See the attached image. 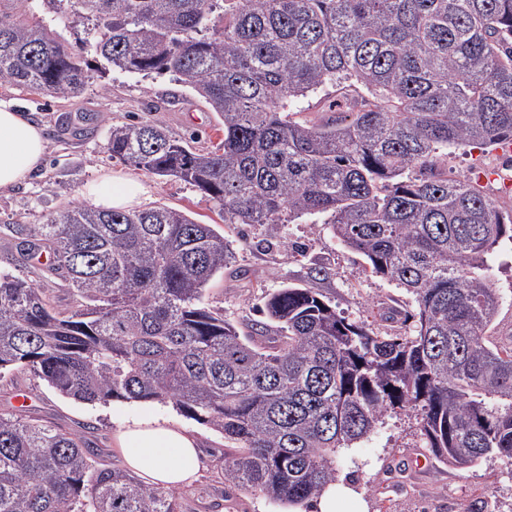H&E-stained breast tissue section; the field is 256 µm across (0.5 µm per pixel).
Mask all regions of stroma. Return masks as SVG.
<instances>
[{
	"label": "stroma",
	"mask_w": 512,
	"mask_h": 512,
	"mask_svg": "<svg viewBox=\"0 0 512 512\" xmlns=\"http://www.w3.org/2000/svg\"><path fill=\"white\" fill-rule=\"evenodd\" d=\"M83 92L59 100L19 87H0V98L15 101L42 129L48 142L43 167L29 180L0 194V270L23 276L15 224H44L78 204L81 191L111 173L139 174L134 165L113 158L107 143L113 126L161 121L170 137L202 149L223 137L215 113L195 93L166 77L145 78L108 67L90 57ZM449 177L477 181L505 213H512V157L495 147L470 146L448 157ZM149 188L147 206L165 205L212 225L230 241L236 260L216 275L205 291L206 304L226 319H255L266 296L284 286L321 294L349 322L385 336L411 332L409 315L417 303L388 278L372 274L365 258L344 246L329 225L304 217L285 224H224L221 207L196 187L174 177L141 174ZM491 283L501 305L497 336L512 335V252L494 263ZM401 318L384 320L387 309ZM25 395L27 415L62 426L97 448L106 464L121 467L112 435L121 425L154 417L174 418L172 406L150 402L87 405L59 394L33 374L14 370L0 376V412L14 410ZM183 426L201 443L203 468L180 495L189 512H303L302 507L270 502L224 480L223 436L190 419ZM338 474L352 482L367 512H512V465L488 458L467 470L449 467L425 448L416 418L392 410L368 437L342 449Z\"/></svg>",
	"instance_id": "1"
}]
</instances>
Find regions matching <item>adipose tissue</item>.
<instances>
[{
	"mask_svg": "<svg viewBox=\"0 0 512 512\" xmlns=\"http://www.w3.org/2000/svg\"><path fill=\"white\" fill-rule=\"evenodd\" d=\"M44 152L40 128L12 101L0 100V192L25 181L40 167ZM147 193L139 178L117 174L89 185L81 197L95 209L127 210L141 205ZM112 444L124 465L153 487H185L200 469L196 436L165 419L124 424L114 432Z\"/></svg>",
	"mask_w": 512,
	"mask_h": 512,
	"instance_id": "ef3b65f1",
	"label": "adipose tissue"
}]
</instances>
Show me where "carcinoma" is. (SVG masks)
<instances>
[{
  "label": "carcinoma",
  "instance_id": "1",
  "mask_svg": "<svg viewBox=\"0 0 512 512\" xmlns=\"http://www.w3.org/2000/svg\"><path fill=\"white\" fill-rule=\"evenodd\" d=\"M91 22L84 50L112 69L168 75L222 121L211 149L158 122L112 128V157L188 182L226 224L324 216L374 274L415 296L412 336H377L309 288L266 297L248 330L205 306L235 259L181 211L73 206L13 232L54 256L79 300L57 310L0 272V374L28 370L85 404L154 402L230 444L224 481L306 506L336 481L339 449L389 409L411 412L435 458L512 464V340L491 339L489 271L512 214L448 151L512 139V0H48ZM0 12V85L83 90L85 60L31 17ZM322 93L321 111L303 117ZM0 512H183L175 492L97 449L0 413Z\"/></svg>",
  "mask_w": 512,
  "mask_h": 512
}]
</instances>
